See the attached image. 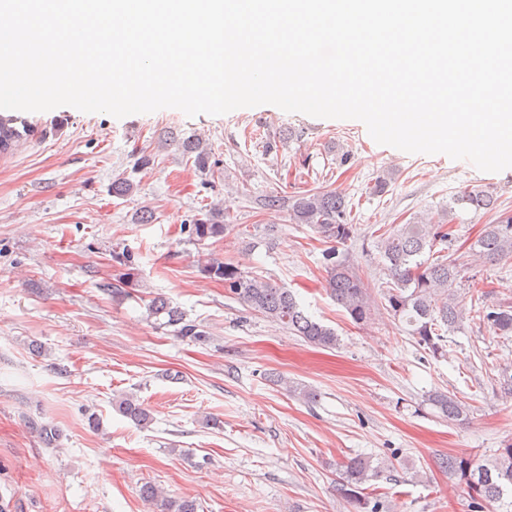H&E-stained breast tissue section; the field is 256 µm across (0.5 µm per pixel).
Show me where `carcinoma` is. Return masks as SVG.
<instances>
[{
  "label": "carcinoma",
  "instance_id": "obj_1",
  "mask_svg": "<svg viewBox=\"0 0 512 512\" xmlns=\"http://www.w3.org/2000/svg\"><path fill=\"white\" fill-rule=\"evenodd\" d=\"M32 132L29 121L21 116L0 114V155L16 150ZM169 141L182 154L194 158L202 170L211 169V150L205 148L199 137L180 138L170 133ZM265 211L288 207L289 216L297 224H308L322 237L327 247L323 263L331 295L349 314L352 321L364 325L372 319L375 301L369 289L355 271L346 243L353 233L351 200L340 192L312 189L290 198L266 195L258 201ZM476 215L488 213L494 221L484 225L482 232L470 246L480 259L512 257V211L501 208L499 199L483 187H465L450 197L448 208L440 214L403 224L392 232L375 237V247L384 260L390 282L383 292L384 306L393 317L409 326V334L424 352L433 357L446 355V335L471 314V319L500 336L512 334V305L488 299L480 293L471 309H466L452 286L461 279L462 268L452 258L457 237L453 225L463 222L459 213ZM183 230L197 242L222 238L235 230V225L221 219V210L213 208L203 218L183 225ZM429 252L433 258H423ZM202 271L208 277L224 282V288L233 298L264 317L280 323L288 332L305 342L327 348L339 344L335 330L305 315L293 294L269 280L241 272L235 266L208 260ZM149 318L165 327H175L183 336L199 337L198 325L186 320L185 313L173 302L157 294L146 303ZM438 414L450 421L467 417L469 406L451 392L437 391L427 398ZM118 410L135 425L144 427L152 421L149 410L132 396L118 400ZM440 468L448 477L457 480L478 509L487 503L503 500L512 491V442L495 451L492 457L475 455H448L441 459ZM385 469V463H373L369 457L356 456L347 460L337 481L338 493L363 510L368 505L364 484ZM141 495L156 504L161 512H197L193 499L172 500L153 484L143 486Z\"/></svg>",
  "mask_w": 512,
  "mask_h": 512
}]
</instances>
